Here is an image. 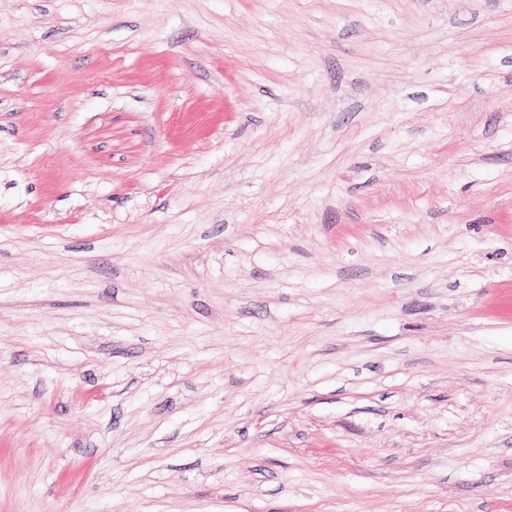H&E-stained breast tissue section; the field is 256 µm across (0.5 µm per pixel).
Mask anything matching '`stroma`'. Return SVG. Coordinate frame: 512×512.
<instances>
[{
    "label": "stroma",
    "mask_w": 512,
    "mask_h": 512,
    "mask_svg": "<svg viewBox=\"0 0 512 512\" xmlns=\"http://www.w3.org/2000/svg\"><path fill=\"white\" fill-rule=\"evenodd\" d=\"M0 512H512V0H0Z\"/></svg>",
    "instance_id": "obj_1"
}]
</instances>
